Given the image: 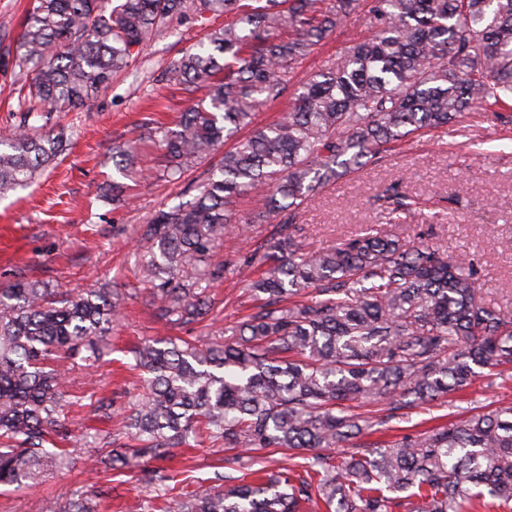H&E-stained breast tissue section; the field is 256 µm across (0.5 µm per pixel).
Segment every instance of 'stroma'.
<instances>
[{
  "instance_id": "stroma-1",
  "label": "stroma",
  "mask_w": 512,
  "mask_h": 512,
  "mask_svg": "<svg viewBox=\"0 0 512 512\" xmlns=\"http://www.w3.org/2000/svg\"><path fill=\"white\" fill-rule=\"evenodd\" d=\"M369 33L366 15L354 14L310 59L286 74L289 93L298 92L306 74L334 64ZM204 35L199 22L184 19L145 46L111 87L89 104L48 113V125L66 129L67 151L31 186L0 198V288L26 277L75 292L105 286L122 297L100 360L91 366L79 359L64 363L69 373L65 412L77 432L91 423L121 434L124 417L143 394L128 349L142 338L170 333L146 302L140 267L147 245L139 227L176 195L193 196L219 157L211 155L180 181L170 182L156 172L155 152L147 146L138 162L144 176L129 182L127 202L113 207L103 193L116 176L113 145L143 136L146 119L172 125L180 112L198 102V95L163 88L160 77ZM25 80V75L0 67V128L15 127L27 109L19 94ZM393 184L420 202L396 220L388 218L378 201ZM296 222L310 252L334 247L366 228L410 242L440 244L449 254L472 260L487 303L512 314V123L464 117L398 142L378 165L326 185L303 205ZM254 276L251 266L227 271L212 290L213 324L186 326L180 335L207 343L253 312L255 302L247 284ZM101 397L113 401L110 416L92 413ZM502 404H512V370L481 374L444 402L392 420L382 436L396 440ZM92 453V448L76 445L69 469L48 474L33 486L0 490V512H32L33 503L43 497L66 500L99 493L105 496L103 512H132L135 505H153L152 493L139 484L136 468L116 469L108 462L92 461ZM304 456L301 450H266L235 460L217 443L176 449L169 464L175 482L167 504L175 506L187 492L225 486L227 477L251 469L277 472L295 467Z\"/></svg>"
}]
</instances>
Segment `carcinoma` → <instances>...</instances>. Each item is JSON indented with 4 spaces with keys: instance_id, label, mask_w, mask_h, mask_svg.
<instances>
[{
    "instance_id": "cac0c4a2",
    "label": "carcinoma",
    "mask_w": 512,
    "mask_h": 512,
    "mask_svg": "<svg viewBox=\"0 0 512 512\" xmlns=\"http://www.w3.org/2000/svg\"><path fill=\"white\" fill-rule=\"evenodd\" d=\"M363 10L374 30L332 66L302 80L272 124L256 111L287 92L284 73ZM234 20L209 28L162 80L208 103L188 106L152 142L172 179L226 142L197 194L141 227V267L154 317L202 323L208 288L244 261L263 267L249 290L256 311L231 336L206 345L145 339L131 349L147 391L126 424L132 441L112 461L140 464L156 499L172 476L157 463L184 445L221 442L242 451L314 450L304 474L191 493L177 512H469L478 501L512 507V405L457 423L372 441L401 411L465 387L478 369L512 365V314L488 305L477 271L440 246L365 229L336 247L305 251L294 218L343 172L382 158L392 143L512 99V0H34L12 70L30 76L27 96L76 108L107 88L150 40L191 16ZM0 131V196L26 186L69 139L29 124ZM139 144L116 148L118 173L134 171ZM260 195L247 220L230 209ZM389 214L417 202L394 184ZM276 224L279 238L245 254L222 253L248 222ZM119 299L110 290L72 294L19 277L0 289V487L28 486L71 465L59 362L97 361ZM383 406L378 418L347 403ZM365 438L362 451L336 449ZM36 512H94L80 498L43 499Z\"/></svg>"
}]
</instances>
